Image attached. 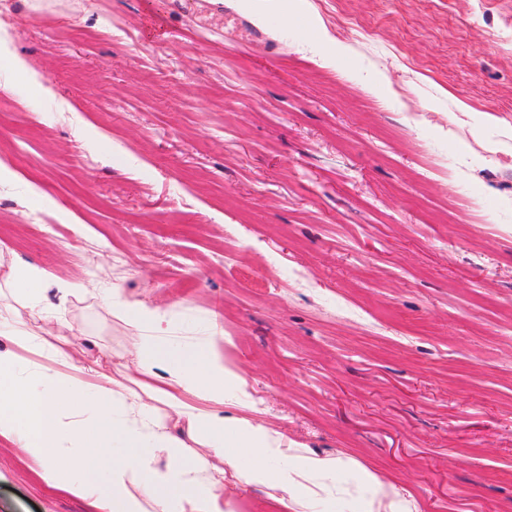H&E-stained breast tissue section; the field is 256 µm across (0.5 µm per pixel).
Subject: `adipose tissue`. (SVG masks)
<instances>
[{
  "instance_id": "ef3b65f1",
  "label": "adipose tissue",
  "mask_w": 512,
  "mask_h": 512,
  "mask_svg": "<svg viewBox=\"0 0 512 512\" xmlns=\"http://www.w3.org/2000/svg\"><path fill=\"white\" fill-rule=\"evenodd\" d=\"M5 283L21 306L0 309V320H12L15 341L39 348L47 362L23 368L0 350V443L50 487L90 500L97 512H231L229 476L269 487L289 512H411L353 456L320 455L242 416L247 381L225 364L216 338L173 346L171 314L112 289L105 302L113 316L139 330L116 373L86 361L65 337L66 322L43 306V269L11 261ZM355 470L358 482L347 485Z\"/></svg>"
}]
</instances>
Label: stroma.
Returning <instances> with one entry per match:
<instances>
[{
	"label": "stroma",
	"mask_w": 512,
	"mask_h": 512,
	"mask_svg": "<svg viewBox=\"0 0 512 512\" xmlns=\"http://www.w3.org/2000/svg\"><path fill=\"white\" fill-rule=\"evenodd\" d=\"M221 2L0 0V257L90 356L120 288L415 512H512V0ZM0 512L90 507L0 449Z\"/></svg>",
	"instance_id": "35a3bbf8"
}]
</instances>
